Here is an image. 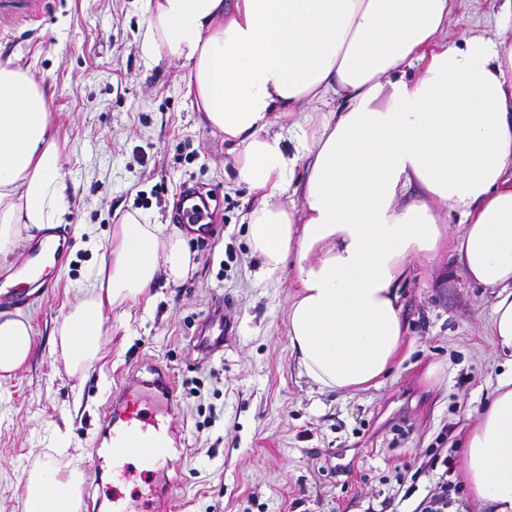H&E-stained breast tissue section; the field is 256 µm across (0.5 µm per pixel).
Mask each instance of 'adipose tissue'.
<instances>
[{"label":"adipose tissue","instance_id":"1","mask_svg":"<svg viewBox=\"0 0 512 512\" xmlns=\"http://www.w3.org/2000/svg\"><path fill=\"white\" fill-rule=\"evenodd\" d=\"M455 0H141L145 69L178 64L204 127L232 142L262 282L294 267L288 339L322 389L378 386L406 336L400 283L448 250L494 297L501 376L466 433L458 475L479 505L512 512V40L449 39ZM304 111L293 147L274 131ZM305 177H298V167ZM69 186L51 100L0 62V254L62 223ZM457 215V227L447 225ZM194 267L184 233L124 213L92 281L52 331L74 373L99 361L106 315ZM33 330L0 312V378ZM80 459L32 470L23 512H80Z\"/></svg>","mask_w":512,"mask_h":512}]
</instances>
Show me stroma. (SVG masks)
Instances as JSON below:
<instances>
[{"label": "stroma", "mask_w": 512, "mask_h": 512, "mask_svg": "<svg viewBox=\"0 0 512 512\" xmlns=\"http://www.w3.org/2000/svg\"><path fill=\"white\" fill-rule=\"evenodd\" d=\"M511 11L512 0H457L448 34L511 39L496 25ZM143 26L138 0H50L38 23L8 27L0 41V62L54 93L70 189L62 266L23 309L33 352L0 379V512H23L31 469L65 473L72 457L85 473L83 512H112L111 461L92 457L99 419L124 378L148 380L157 367L174 374L180 402L167 418L183 440L166 467L174 512H424L445 482L456 512H481L456 467L468 409L508 371L493 345L491 295L447 254L414 260L401 285L407 334L394 369L354 394L321 389L289 345L295 270L255 282L247 191L233 181L230 145L201 124L178 65L145 69ZM186 185L211 194L216 235L184 225L195 269L154 289L151 307L113 310L104 357L72 373L50 333L90 281L113 224L128 210L175 223ZM226 298L236 332L202 352L198 334Z\"/></svg>", "instance_id": "1"}]
</instances>
